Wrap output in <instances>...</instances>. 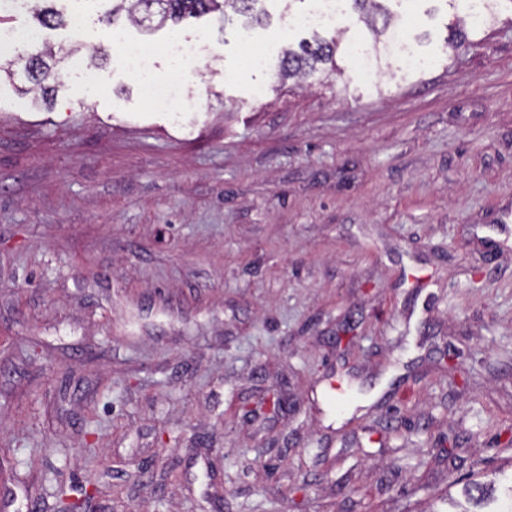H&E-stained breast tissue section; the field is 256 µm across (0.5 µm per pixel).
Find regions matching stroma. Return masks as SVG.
Returning a JSON list of instances; mask_svg holds the SVG:
<instances>
[{"label":"stroma","mask_w":512,"mask_h":512,"mask_svg":"<svg viewBox=\"0 0 512 512\" xmlns=\"http://www.w3.org/2000/svg\"><path fill=\"white\" fill-rule=\"evenodd\" d=\"M82 11L95 91L25 0L0 32V512H445L512 479V0L462 46L443 0L398 27L425 70L280 80L288 0L147 30ZM193 107H149L111 27ZM197 44L194 71L167 51ZM335 406H328V398ZM263 402L245 419L244 408ZM455 443L444 451L443 439ZM56 56V52L50 47L47 48L43 53L34 54L29 56L25 61V70L27 71L29 77L34 82V85L40 89V91L44 94H47L48 91L52 88L47 85V83L52 80L55 81L57 79V72L53 70L54 65L48 63L44 57H47L53 60V57Z\"/></svg>","instance_id":"stroma-1"}]
</instances>
